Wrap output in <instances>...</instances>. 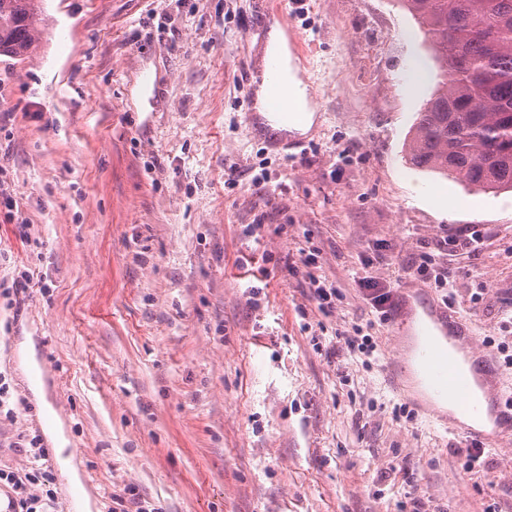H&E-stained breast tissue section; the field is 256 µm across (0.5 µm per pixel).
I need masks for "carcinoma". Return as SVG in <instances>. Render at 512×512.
Segmentation results:
<instances>
[{"mask_svg":"<svg viewBox=\"0 0 512 512\" xmlns=\"http://www.w3.org/2000/svg\"><path fill=\"white\" fill-rule=\"evenodd\" d=\"M42 0H0V55L36 41ZM443 70L408 145L409 163L478 191L512 190V0H403Z\"/></svg>","mask_w":512,"mask_h":512,"instance_id":"obj_1","label":"carcinoma"}]
</instances>
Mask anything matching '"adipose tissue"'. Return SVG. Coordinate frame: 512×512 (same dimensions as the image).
<instances>
[{
  "instance_id": "obj_1",
  "label": "adipose tissue",
  "mask_w": 512,
  "mask_h": 512,
  "mask_svg": "<svg viewBox=\"0 0 512 512\" xmlns=\"http://www.w3.org/2000/svg\"><path fill=\"white\" fill-rule=\"evenodd\" d=\"M267 46L281 62L282 83L289 92L288 116L275 118L269 105V87L261 85L256 93V110L266 121L272 132L306 133L314 121V110L310 106L306 86L300 76V68L293 61L288 45V35L279 23H272L267 31Z\"/></svg>"
}]
</instances>
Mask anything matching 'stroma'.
Here are the masks:
<instances>
[{
	"instance_id": "obj_1",
	"label": "stroma",
	"mask_w": 512,
	"mask_h": 512,
	"mask_svg": "<svg viewBox=\"0 0 512 512\" xmlns=\"http://www.w3.org/2000/svg\"><path fill=\"white\" fill-rule=\"evenodd\" d=\"M281 11L318 120L274 149L244 105ZM36 29L29 57L0 55V289L30 278L16 305L0 296L22 406L0 432L52 442L25 387L41 336L101 512L127 485L164 512H512V437L470 471L455 431L398 416L393 329L364 299L367 277L444 301L415 271L431 256L472 343L512 350V191L409 164L439 76L399 0H45ZM475 226L479 251L457 247ZM313 275L342 293L330 313ZM353 323L376 356L327 355Z\"/></svg>"
}]
</instances>
